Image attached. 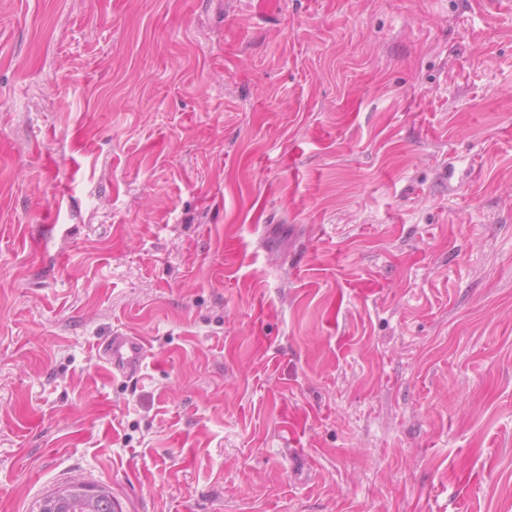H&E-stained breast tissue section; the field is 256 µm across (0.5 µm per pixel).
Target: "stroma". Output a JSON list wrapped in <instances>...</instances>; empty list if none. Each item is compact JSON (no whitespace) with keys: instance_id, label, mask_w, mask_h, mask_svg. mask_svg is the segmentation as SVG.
<instances>
[{"instance_id":"35a3bbf8","label":"stroma","mask_w":512,"mask_h":512,"mask_svg":"<svg viewBox=\"0 0 512 512\" xmlns=\"http://www.w3.org/2000/svg\"><path fill=\"white\" fill-rule=\"evenodd\" d=\"M73 480L512 512V0H0V512ZM147 354L143 337L123 332L114 333L101 350V360L110 368L112 375L135 377Z\"/></svg>"}]
</instances>
